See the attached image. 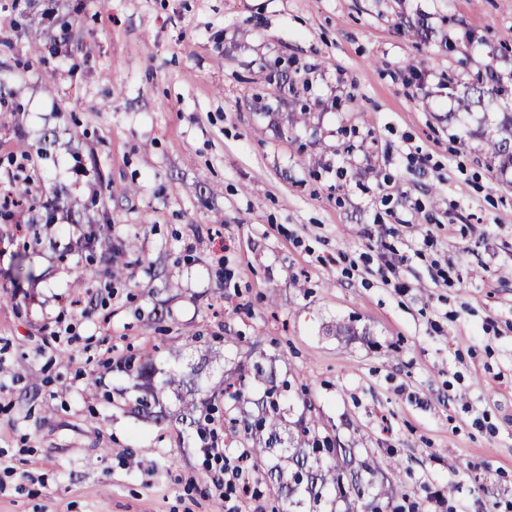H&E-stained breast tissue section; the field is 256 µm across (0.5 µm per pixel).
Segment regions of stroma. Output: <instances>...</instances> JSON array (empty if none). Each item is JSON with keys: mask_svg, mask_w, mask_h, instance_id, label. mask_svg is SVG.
<instances>
[{"mask_svg": "<svg viewBox=\"0 0 512 512\" xmlns=\"http://www.w3.org/2000/svg\"><path fill=\"white\" fill-rule=\"evenodd\" d=\"M510 60L512 0H0V193L86 206L0 220V512H272L175 397L132 413L130 345L209 385L262 362L282 440L398 460L405 510L512 512V169L460 103ZM69 197V193L64 188L60 187L53 191V199L46 205H40L41 212L36 219H32L31 224H44L51 226L57 224V214L60 210V204ZM239 462L241 461L238 459L237 461L224 459L223 470H220L221 474L215 477L214 482H222L224 480L226 487L231 492L236 491L237 485H241L247 479L243 465L239 464Z\"/></svg>", "mask_w": 512, "mask_h": 512, "instance_id": "1", "label": "stroma"}]
</instances>
